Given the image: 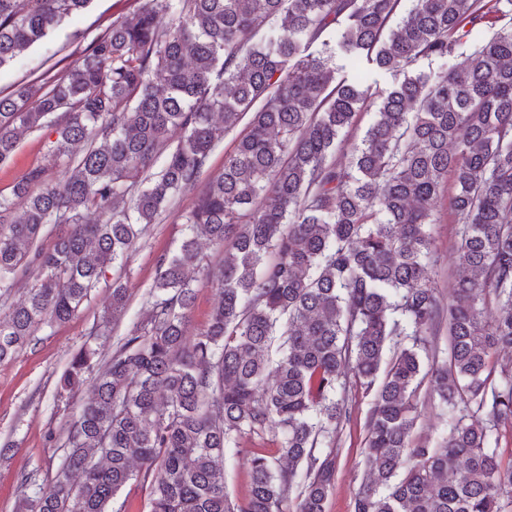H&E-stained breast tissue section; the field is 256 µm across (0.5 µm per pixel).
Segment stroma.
Wrapping results in <instances>:
<instances>
[{"label":"stroma","mask_w":512,"mask_h":512,"mask_svg":"<svg viewBox=\"0 0 512 512\" xmlns=\"http://www.w3.org/2000/svg\"><path fill=\"white\" fill-rule=\"evenodd\" d=\"M128 8L126 0H91L76 19L63 24L41 44L31 46L21 57L0 68V90L13 89L45 72H58L81 56L85 35L106 29ZM45 132L27 135L12 158L0 164V191L10 192L15 181L31 167L44 163ZM192 196H184L176 211L161 223L150 225L147 234L128 257L123 277L130 289L128 311L111 336L95 330L109 300L107 284H100L77 317L39 331L35 339L15 358L0 365V512H16L22 477L39 468L55 475L62 455L55 440L64 437L68 419L92 395V379H85L77 392L58 393V382L73 353L85 346L111 348L118 337L130 334L141 319L147 293L154 281L155 258L179 246L185 232L179 210L188 208ZM457 224L448 205H440L439 220L432 225L434 251L429 273L440 292H447L455 274L451 261L457 241ZM370 408L362 399L356 416L340 433L336 486L326 504V512H352L354 495L364 474L362 441L364 418Z\"/></svg>","instance_id":"1"}]
</instances>
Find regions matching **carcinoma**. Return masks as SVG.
Segmentation results:
<instances>
[{"label":"carcinoma","mask_w":512,"mask_h":512,"mask_svg":"<svg viewBox=\"0 0 512 512\" xmlns=\"http://www.w3.org/2000/svg\"><path fill=\"white\" fill-rule=\"evenodd\" d=\"M90 2L0 0V68ZM400 5L129 0L79 62L0 91V163L36 131L48 161L0 193V307L33 279L0 317V363L76 317L145 227L196 193L179 214L189 233L156 258L144 321L111 355L71 358L62 388L95 372L93 396L71 416L49 487L22 477L18 512H124L114 500L132 481L150 512H288L293 494L295 512H326L350 376L372 401L353 512L512 504L499 450L512 429V0H414L392 29ZM334 39L404 75L350 145L342 135L375 91L337 76ZM448 58L459 62L408 75ZM447 190L459 229L444 304L428 226ZM49 224L62 231L46 245ZM197 274L219 303L189 336ZM127 302L114 280L103 325ZM443 327L448 357L430 386L450 424L432 447L413 438L416 397ZM271 426L278 456L237 449L249 488L235 501L225 449ZM249 118H245L237 127L236 131L233 134H230L224 137L215 148L212 156H211V167L207 174H213L218 172L224 165V153L232 150L234 145V138L239 133L243 132L246 128L247 122Z\"/></svg>","instance_id":"1"}]
</instances>
